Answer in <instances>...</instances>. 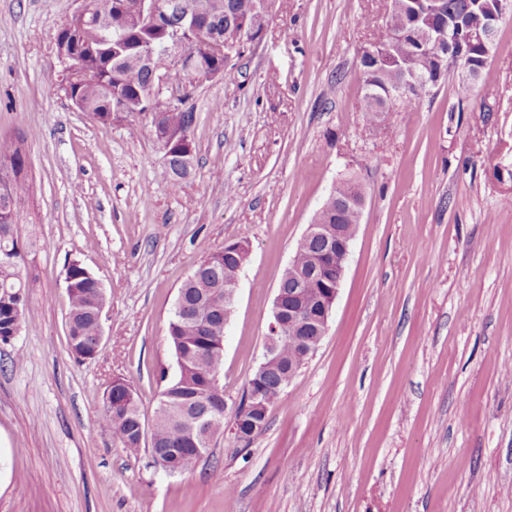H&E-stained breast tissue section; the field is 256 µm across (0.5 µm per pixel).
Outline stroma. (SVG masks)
<instances>
[{
  "label": "stroma",
  "mask_w": 512,
  "mask_h": 512,
  "mask_svg": "<svg viewBox=\"0 0 512 512\" xmlns=\"http://www.w3.org/2000/svg\"><path fill=\"white\" fill-rule=\"evenodd\" d=\"M76 0H0V145L35 310L0 342V512H512V15L490 80L456 73L369 125L360 52L391 0H273L262 34L189 100L194 168L172 190L148 116L103 126L58 88ZM367 191L316 351L250 446L217 437L170 474L99 428L115 376L152 416L177 373V292L244 240L220 382L241 400L283 269L345 174ZM102 283L103 343H66L65 273Z\"/></svg>",
  "instance_id": "1"
}]
</instances>
